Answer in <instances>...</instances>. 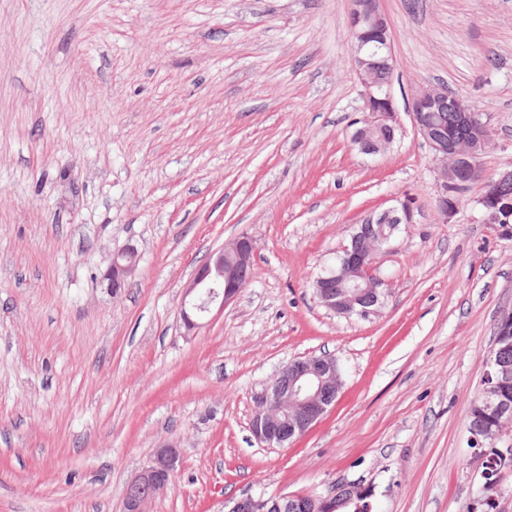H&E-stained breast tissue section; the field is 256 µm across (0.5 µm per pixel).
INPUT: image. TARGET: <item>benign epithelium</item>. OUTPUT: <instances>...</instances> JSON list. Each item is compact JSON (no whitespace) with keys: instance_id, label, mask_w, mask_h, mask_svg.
<instances>
[{"instance_id":"7a95c632","label":"benign epithelium","mask_w":512,"mask_h":512,"mask_svg":"<svg viewBox=\"0 0 512 512\" xmlns=\"http://www.w3.org/2000/svg\"><path fill=\"white\" fill-rule=\"evenodd\" d=\"M350 29L353 43V64L364 88V111L368 117L352 135L354 144L368 155L388 149L396 132L395 108L390 92L377 90L376 69L395 67L391 50L389 24L379 8V0H350ZM442 107L457 113V122L467 131L464 138H447L440 134L429 113ZM417 134L429 146L437 164L441 211L453 217L459 205L456 192L469 185L470 173L480 169L479 159L492 142L488 120L481 118L462 97L448 95L438 87L421 89L409 107ZM512 179V170L505 169L484 177L477 199L479 219L484 224H500L496 187ZM369 221L383 225L378 242L367 252L351 253L341 266H336L314 282L315 295L325 308L347 317H366L375 312L384 294L385 281L376 274L375 255L383 250L401 224L413 223V212L407 203L372 215ZM254 243L243 235L214 251L208 262L197 268L188 282L181 302L180 315L186 335L192 336L213 310H224L233 302L245 282L243 268L252 264ZM139 255L129 246L112 255L103 280L113 295H118L136 272ZM488 370L483 388L484 406L473 417L472 443L482 444L481 437L492 433L486 419L491 417L497 428L512 422V403L503 391L512 385V363L502 359L491 347L487 356ZM342 387V372L331 357L305 356L291 361L278 371L256 396V410L251 421L255 439L269 447H284L304 434L331 408ZM180 453L172 444L157 448L148 464L131 480L132 495L126 499V512H145L152 499L163 494L171 482ZM347 493L336 497H311L316 512H332L370 491L355 484L345 485ZM298 495L282 494L267 499L242 497L231 502L228 512H288Z\"/></svg>"}]
</instances>
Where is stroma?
<instances>
[{
	"instance_id": "35a3bbf8",
	"label": "stroma",
	"mask_w": 512,
	"mask_h": 512,
	"mask_svg": "<svg viewBox=\"0 0 512 512\" xmlns=\"http://www.w3.org/2000/svg\"><path fill=\"white\" fill-rule=\"evenodd\" d=\"M379 7L399 129L365 155L350 0H0V512H124L166 443L180 463L148 512L358 481L374 512H512V461L485 492L467 429L512 231L469 198L444 219L409 114L448 88L490 123L484 173L512 167V0ZM403 200L378 313L327 311L314 280ZM243 234L250 282L185 335L193 272ZM129 246L115 296L101 274ZM309 355L339 360V400L264 447L254 394ZM138 262V251L132 246L113 254L112 260L103 275V281L107 282V288L112 292V295H118L121 288H125L128 280L134 276Z\"/></svg>"
}]
</instances>
